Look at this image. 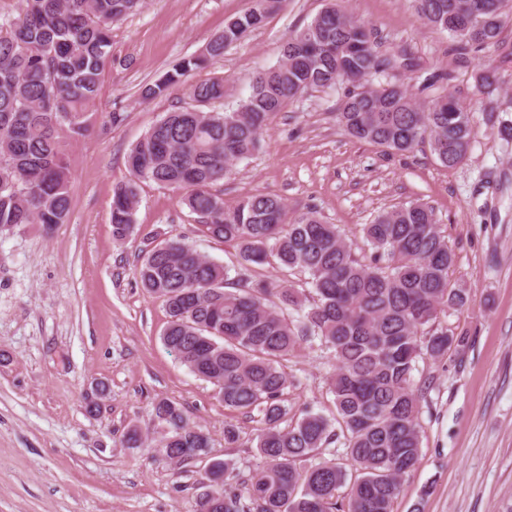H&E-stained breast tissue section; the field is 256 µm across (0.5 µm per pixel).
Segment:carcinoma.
Here are the masks:
<instances>
[{"label": "carcinoma", "mask_w": 512, "mask_h": 512, "mask_svg": "<svg viewBox=\"0 0 512 512\" xmlns=\"http://www.w3.org/2000/svg\"><path fill=\"white\" fill-rule=\"evenodd\" d=\"M143 0H26L23 15L0 23V229L40 224L51 230L71 208L63 142L88 132L86 112L99 95L112 56V23ZM279 0L253 7L224 25L206 54L185 58L141 91L144 99L182 84L188 72L259 27ZM419 16L448 32L456 63L474 47L498 43L512 0H413ZM383 57L371 30L335 0L283 46L278 64L259 73L248 98L231 112H170L127 156L130 178L113 192V236L134 228L139 182L186 191L200 231L239 248L247 264L309 274L316 296L303 307L286 285L224 289V266L180 238L166 239L143 259L145 290L164 300L163 345L195 375L215 384L224 406L258 410L265 427L256 437L264 464L248 478L231 460L209 463L194 512H392L404 476L421 448L420 413L430 378L416 384L418 361L465 352L468 333L437 324L438 315L469 304L451 286L455 253L431 208L422 203L384 211L363 225L372 249L362 260L334 224L309 211L294 219L281 198L259 194L227 208L211 187L255 152L267 120L310 89L349 82L356 87L338 114L353 137L403 153L429 138L448 168L462 165L473 139V119L449 92L415 100L397 84L369 78L396 65ZM484 111H498L500 79L492 68L477 78ZM202 106L224 99V79L187 88ZM276 297L277 301L270 300ZM298 313L285 316L283 307ZM319 344L335 360L329 378L336 422L307 410L293 423L283 399V362ZM161 451L183 463L208 453L207 437L191 427L171 401L155 406ZM340 444L355 471L315 460ZM350 484L345 496L338 491Z\"/></svg>", "instance_id": "obj_1"}]
</instances>
